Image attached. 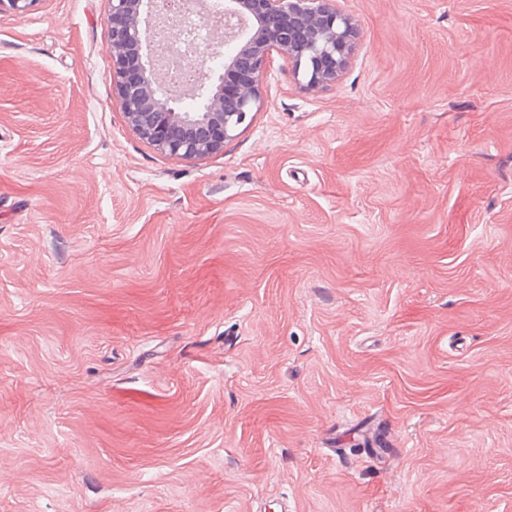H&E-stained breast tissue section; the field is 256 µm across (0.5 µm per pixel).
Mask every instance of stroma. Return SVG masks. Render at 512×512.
Masks as SVG:
<instances>
[{"label": "stroma", "instance_id": "35a3bbf8", "mask_svg": "<svg viewBox=\"0 0 512 512\" xmlns=\"http://www.w3.org/2000/svg\"><path fill=\"white\" fill-rule=\"evenodd\" d=\"M337 5L202 161L108 0L0 14V512H512V0Z\"/></svg>", "mask_w": 512, "mask_h": 512}]
</instances>
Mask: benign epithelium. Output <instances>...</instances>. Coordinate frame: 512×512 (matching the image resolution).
Returning a JSON list of instances; mask_svg holds the SVG:
<instances>
[{
  "instance_id": "obj_1",
  "label": "benign epithelium",
  "mask_w": 512,
  "mask_h": 512,
  "mask_svg": "<svg viewBox=\"0 0 512 512\" xmlns=\"http://www.w3.org/2000/svg\"><path fill=\"white\" fill-rule=\"evenodd\" d=\"M41 0H0L3 11L24 14ZM106 49L112 58L114 97L129 127L158 153L185 160L224 154V143L262 106V79L273 56L292 66L293 78L308 90L338 82L358 38L354 19L336 0H212L224 19V43L210 56H224V72L197 77L185 88L165 79V68L187 56L160 60L155 42L178 28L185 12L199 13L204 0H172L158 12L156 0H109ZM201 97L199 112H186V98Z\"/></svg>"
}]
</instances>
